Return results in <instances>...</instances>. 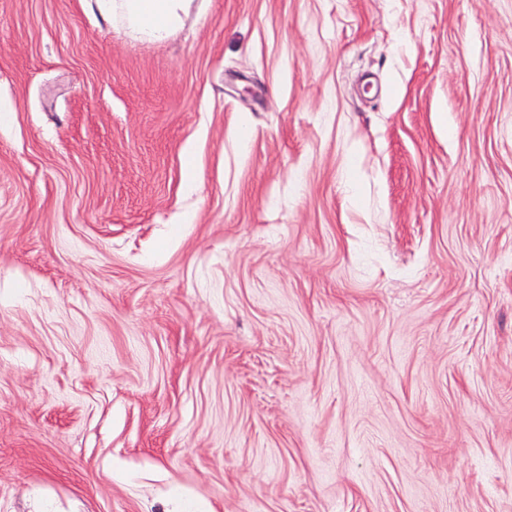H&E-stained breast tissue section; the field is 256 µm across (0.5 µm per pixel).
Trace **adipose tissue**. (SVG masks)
<instances>
[{
	"label": "adipose tissue",
	"mask_w": 512,
	"mask_h": 512,
	"mask_svg": "<svg viewBox=\"0 0 512 512\" xmlns=\"http://www.w3.org/2000/svg\"><path fill=\"white\" fill-rule=\"evenodd\" d=\"M105 18L119 20L133 36L168 39L181 25L190 0H90Z\"/></svg>",
	"instance_id": "adipose-tissue-1"
}]
</instances>
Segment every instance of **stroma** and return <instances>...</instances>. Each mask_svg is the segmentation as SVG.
I'll return each mask as SVG.
<instances>
[{
  "label": "stroma",
  "instance_id": "stroma-1",
  "mask_svg": "<svg viewBox=\"0 0 512 512\" xmlns=\"http://www.w3.org/2000/svg\"><path fill=\"white\" fill-rule=\"evenodd\" d=\"M0 512H512V0H0ZM110 20L118 19L133 36L168 39L181 25L191 0H86Z\"/></svg>",
  "mask_w": 512,
  "mask_h": 512
}]
</instances>
